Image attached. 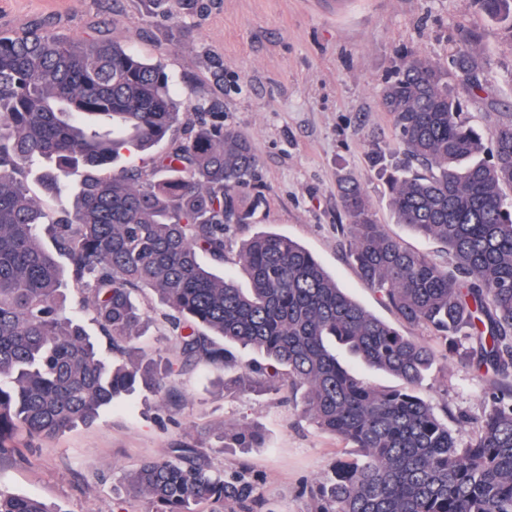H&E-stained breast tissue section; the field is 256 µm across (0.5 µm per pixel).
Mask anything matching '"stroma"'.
Listing matches in <instances>:
<instances>
[{"mask_svg": "<svg viewBox=\"0 0 512 512\" xmlns=\"http://www.w3.org/2000/svg\"><path fill=\"white\" fill-rule=\"evenodd\" d=\"M36 23L84 40L108 36L161 62L179 100L219 103L225 126L249 137L259 164L246 196L261 204L251 223L231 232V250L261 231L285 235L370 314L431 342L423 328L400 324L349 261L336 186L357 179L391 236L440 257L437 242L397 223L385 173L370 157L403 158L380 101L403 52L449 65L465 27L481 33L477 51L490 68L496 105L467 100L463 110L487 133L512 122V36L482 15L477 0H199L177 15L167 0H0V31ZM218 66L224 79L217 83ZM140 303L148 315L141 347L176 357L161 306L147 293ZM223 377L197 368L173 377L166 402L127 396L90 423L22 445L15 459L0 461V487L64 512H143V502L120 489L129 469L167 457L179 443H217L225 428L245 422L263 430L264 447L213 452L211 466L253 475L258 512H312L311 491L343 447L292 401L225 393ZM492 388L451 358L433 367L421 394L449 410L450 427L466 442Z\"/></svg>", "mask_w": 512, "mask_h": 512, "instance_id": "1", "label": "stroma"}]
</instances>
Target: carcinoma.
<instances>
[{
  "label": "carcinoma",
  "mask_w": 512,
  "mask_h": 512,
  "mask_svg": "<svg viewBox=\"0 0 512 512\" xmlns=\"http://www.w3.org/2000/svg\"><path fill=\"white\" fill-rule=\"evenodd\" d=\"M512 35V0H478ZM463 30L455 69L410 51L381 93L403 146L387 176L399 223L443 247L442 260L403 246L377 222L360 184L341 179L347 254L399 320L430 331L478 380L512 377V122L495 129L492 159L459 112V96L494 104ZM163 65L109 38L84 42L52 29L0 32V459L19 436H52L96 419L142 388L167 394L175 373L238 369L240 392H283L354 457H339L312 492L314 512H512V386L492 392L466 443L448 416L420 396L437 351L366 311L316 257L263 232L228 257L227 233L249 224L244 199L258 159L220 112L187 124ZM170 138L166 149L146 152ZM38 180L71 207L29 195ZM118 161L119 169L112 168ZM81 173L74 185L70 176ZM231 263L220 276L202 263ZM79 314L66 309V291ZM163 306L179 366L136 345L144 312L135 295ZM89 315L98 336H89ZM345 349L399 379L366 383ZM242 351L259 361H242ZM261 431L238 424L219 449L260 448ZM145 512H218L257 501L243 471L227 479L203 448L179 445L125 475ZM210 510H205V507ZM0 512H54L0 488Z\"/></svg>",
  "instance_id": "obj_1"
}]
</instances>
